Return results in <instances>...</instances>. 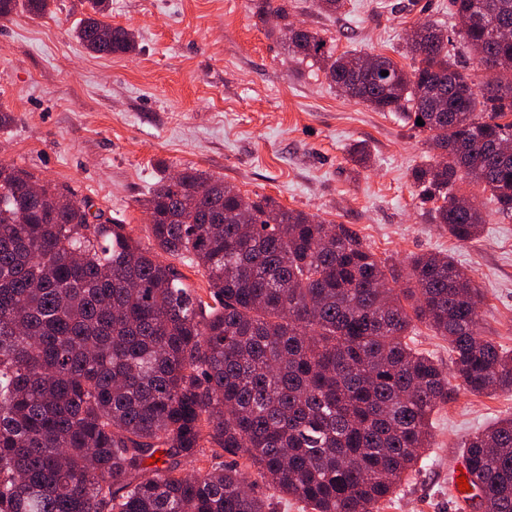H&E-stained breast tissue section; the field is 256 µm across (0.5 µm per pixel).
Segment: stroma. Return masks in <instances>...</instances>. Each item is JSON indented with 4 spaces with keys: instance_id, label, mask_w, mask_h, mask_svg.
I'll return each instance as SVG.
<instances>
[{
    "instance_id": "stroma-1",
    "label": "stroma",
    "mask_w": 512,
    "mask_h": 512,
    "mask_svg": "<svg viewBox=\"0 0 512 512\" xmlns=\"http://www.w3.org/2000/svg\"><path fill=\"white\" fill-rule=\"evenodd\" d=\"M111 21L133 29L139 51L97 57L71 31L85 0H53L42 17L0 21V163L70 187L130 236L151 245L142 206L163 170L191 166L242 194L356 230L377 258L399 266L452 255L483 295L479 332L512 350V220L489 193L464 183L486 216L459 244L433 220L434 202L411 179L427 163L424 133L396 112L346 98L319 63L289 55L264 0H110ZM288 19L334 40L337 53L381 54L410 67V31L448 20V0H346L343 14L288 0ZM364 144L361 167L350 151ZM512 415V393L456 387L432 416L433 443L379 512H459L449 486L460 444Z\"/></svg>"
}]
</instances>
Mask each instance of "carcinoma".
I'll return each mask as SVG.
<instances>
[{"instance_id":"cac0c4a2","label":"carcinoma","mask_w":512,"mask_h":512,"mask_svg":"<svg viewBox=\"0 0 512 512\" xmlns=\"http://www.w3.org/2000/svg\"><path fill=\"white\" fill-rule=\"evenodd\" d=\"M51 2L0 0V19ZM87 3L72 34L88 52L137 51L110 0ZM266 10L343 95L422 118L437 155L412 180L450 237L486 223L464 182L512 220V35L495 34L512 32V0H448L457 23L418 26L409 71L336 54L288 23V0ZM144 208L152 248L70 188L0 163V512H272L260 484L311 512H378L448 403V375L409 344L419 324L448 340L470 392H512V351L479 335L481 293L451 256L388 266L350 227L193 167ZM164 255L203 272L207 299ZM462 461L484 512H512V417L471 435Z\"/></svg>"}]
</instances>
